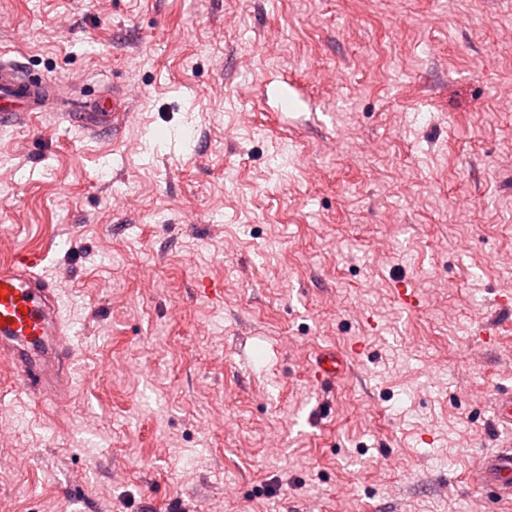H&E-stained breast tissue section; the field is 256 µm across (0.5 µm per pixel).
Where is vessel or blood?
<instances>
[{"instance_id": "obj_1", "label": "vessel or blood", "mask_w": 512, "mask_h": 512, "mask_svg": "<svg viewBox=\"0 0 512 512\" xmlns=\"http://www.w3.org/2000/svg\"><path fill=\"white\" fill-rule=\"evenodd\" d=\"M67 84L37 80L21 62L0 53V127L18 126L36 112H50L67 101ZM67 117L91 135L111 133L120 138L132 118L130 103L119 93L98 104L78 107ZM60 293L42 270V255L20 250L0 261V361L17 374L28 398L65 406L73 387L76 350L69 340ZM345 362L335 351H321L311 368L314 381L334 385ZM471 484L512 500V448H497L482 455L472 472Z\"/></svg>"}]
</instances>
